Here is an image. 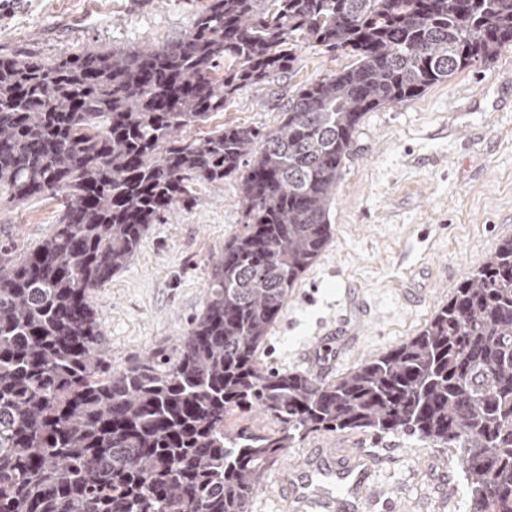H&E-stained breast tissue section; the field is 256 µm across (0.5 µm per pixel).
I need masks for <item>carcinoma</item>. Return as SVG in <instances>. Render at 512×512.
<instances>
[{
	"mask_svg": "<svg viewBox=\"0 0 512 512\" xmlns=\"http://www.w3.org/2000/svg\"><path fill=\"white\" fill-rule=\"evenodd\" d=\"M297 35L356 61L303 85L263 135L183 138L292 70ZM511 47L512 0H207L176 41L0 56V197L66 198L36 248L0 254V512H248L267 465L322 430L453 448L470 512H512L511 238L416 336L334 382L256 357L334 234L364 114ZM244 161V231L176 356L110 372L89 293L193 184ZM252 412L276 429L226 425Z\"/></svg>",
	"mask_w": 512,
	"mask_h": 512,
	"instance_id": "1",
	"label": "carcinoma"
}]
</instances>
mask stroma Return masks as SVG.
Returning a JSON list of instances; mask_svg holds the SVG:
<instances>
[{
	"label": "stroma",
	"mask_w": 512,
	"mask_h": 512,
	"mask_svg": "<svg viewBox=\"0 0 512 512\" xmlns=\"http://www.w3.org/2000/svg\"><path fill=\"white\" fill-rule=\"evenodd\" d=\"M204 0H0V53L53 58L84 49L151 45L181 36ZM291 72L243 89L224 110L187 128V140L227 126L266 133L299 88L350 67L337 50L299 42ZM63 198L0 202V250L23 255L48 237ZM241 178L194 186L172 215L149 226L140 249L90 300L112 370L150 353L174 355L201 314L212 266L241 233ZM334 234L288 295L259 352L262 364L308 371L323 325L335 327L323 364L336 381L422 330L453 287L512 238V49L458 71L422 94L368 112L343 162ZM389 448L380 501L367 512H469L454 452L411 435L311 432L271 464L250 512H282L275 476L317 448Z\"/></svg>",
	"instance_id": "1"
}]
</instances>
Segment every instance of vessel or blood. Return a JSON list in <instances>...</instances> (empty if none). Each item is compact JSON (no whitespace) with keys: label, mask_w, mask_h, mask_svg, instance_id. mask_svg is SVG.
<instances>
[{"label":"vessel or blood","mask_w":512,"mask_h":512,"mask_svg":"<svg viewBox=\"0 0 512 512\" xmlns=\"http://www.w3.org/2000/svg\"><path fill=\"white\" fill-rule=\"evenodd\" d=\"M383 461L365 448L340 463L320 450L278 474L280 492L290 512H362L379 496L373 475Z\"/></svg>","instance_id":"1"}]
</instances>
